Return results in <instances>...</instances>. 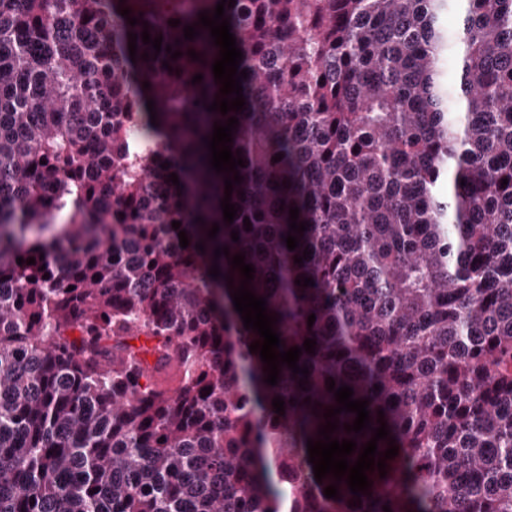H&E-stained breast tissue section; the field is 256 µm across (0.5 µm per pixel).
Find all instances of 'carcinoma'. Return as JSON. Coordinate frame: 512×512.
<instances>
[{
	"mask_svg": "<svg viewBox=\"0 0 512 512\" xmlns=\"http://www.w3.org/2000/svg\"><path fill=\"white\" fill-rule=\"evenodd\" d=\"M218 2L0 0V512H512V0H235L226 115L183 32ZM232 116L229 224L203 138ZM238 253L282 350L317 342L305 391L264 382ZM330 377L368 400L349 459L380 410L398 446L359 508L309 463Z\"/></svg>",
	"mask_w": 512,
	"mask_h": 512,
	"instance_id": "cac0c4a2",
	"label": "carcinoma"
}]
</instances>
